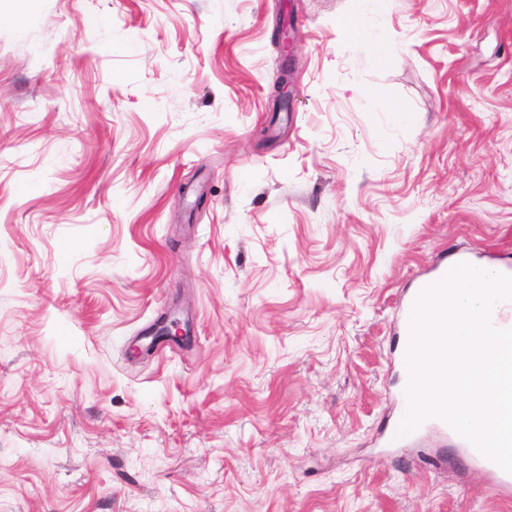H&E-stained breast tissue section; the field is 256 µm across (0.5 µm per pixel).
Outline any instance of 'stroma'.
Wrapping results in <instances>:
<instances>
[{
    "label": "stroma",
    "instance_id": "obj_1",
    "mask_svg": "<svg viewBox=\"0 0 512 512\" xmlns=\"http://www.w3.org/2000/svg\"><path fill=\"white\" fill-rule=\"evenodd\" d=\"M352 8L0 0V512H512L382 437L415 279L512 264V0ZM355 8L352 14L338 18L336 27L340 30L343 37L352 43L370 49L365 32L358 21V17L371 13L380 17L387 14L390 0H353ZM460 262H468V263L473 264L471 258L468 257V256H465V255L458 256L457 258H455V259H453L451 261L442 262V263H440L439 265H437L435 267V277L434 278L423 279V280L418 281L414 285V287L411 288V290H410V292H409V294L407 296V299H406V302H405V306H404V315H403L402 345H401V348L399 350V360H400V363L402 365V370H403L404 375H405V384H406V381H407V374H406V369H405V364H404V353H405V347H406V342H407L408 315H409L412 303H413L417 293L420 291V289L422 287H424L425 285H427V284H429V283H431L433 281L438 280L452 266H454L455 264L460 263ZM405 384L403 386V399H404V402H405V395H404ZM156 325L159 335L155 339L182 341L186 335L181 320L174 314L162 315Z\"/></svg>",
    "mask_w": 512,
    "mask_h": 512
}]
</instances>
